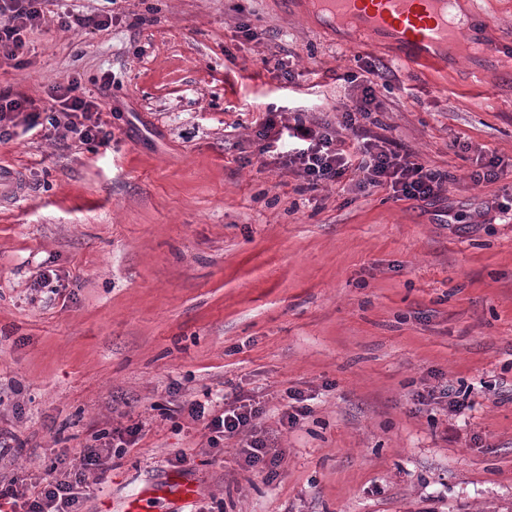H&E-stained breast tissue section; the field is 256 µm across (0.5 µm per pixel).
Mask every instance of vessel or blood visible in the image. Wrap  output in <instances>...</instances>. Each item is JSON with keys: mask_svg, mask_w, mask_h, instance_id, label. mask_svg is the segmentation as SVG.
Segmentation results:
<instances>
[{"mask_svg": "<svg viewBox=\"0 0 512 512\" xmlns=\"http://www.w3.org/2000/svg\"><path fill=\"white\" fill-rule=\"evenodd\" d=\"M316 4L329 23L352 30L354 45L393 41L403 48L407 61L426 70L445 65L448 46L463 53L472 43L469 26L451 23L442 0H316ZM159 495L179 506L195 497L196 487L171 476L140 490L119 512H143L144 503Z\"/></svg>", "mask_w": 512, "mask_h": 512, "instance_id": "obj_1", "label": "vessel or blood"}]
</instances>
